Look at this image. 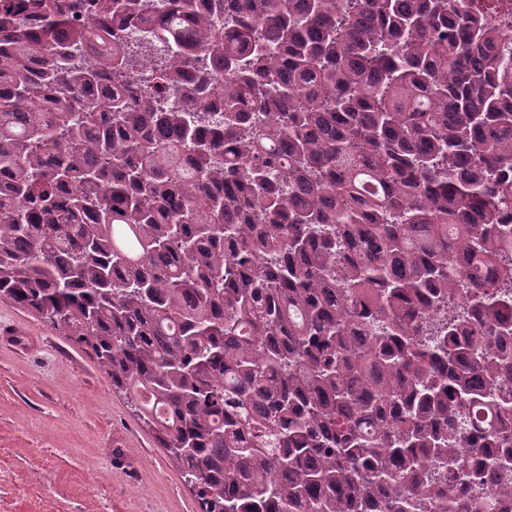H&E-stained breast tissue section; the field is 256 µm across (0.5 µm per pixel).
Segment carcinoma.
<instances>
[{
  "mask_svg": "<svg viewBox=\"0 0 512 512\" xmlns=\"http://www.w3.org/2000/svg\"><path fill=\"white\" fill-rule=\"evenodd\" d=\"M493 3L168 0L131 47L140 0H0V297L96 358L200 512H512Z\"/></svg>",
  "mask_w": 512,
  "mask_h": 512,
  "instance_id": "1",
  "label": "carcinoma"
}]
</instances>
